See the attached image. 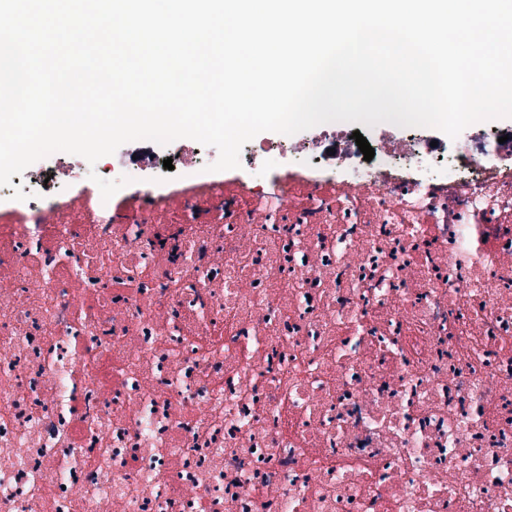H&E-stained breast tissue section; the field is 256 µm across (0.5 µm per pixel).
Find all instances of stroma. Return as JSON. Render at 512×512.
I'll return each instance as SVG.
<instances>
[{
	"mask_svg": "<svg viewBox=\"0 0 512 512\" xmlns=\"http://www.w3.org/2000/svg\"><path fill=\"white\" fill-rule=\"evenodd\" d=\"M330 133L342 138H349L353 132H361L375 152H382L384 146L399 145L405 142L409 133L417 136L444 141L448 151L447 160L435 167L423 169L424 178L449 177L455 169L457 153L459 150H480L487 159L493 160L500 156L512 155V117H505L493 121H482L466 127L456 139H445L443 133L434 128L419 127L409 130L406 127L392 125H375L366 129L359 128L358 124L342 123L329 125ZM317 132L307 129L290 136H282L275 132L260 133V140L275 143V150L263 162L252 166H240L238 173L253 182L260 183L266 180L270 170L278 166H288L293 169H304L312 164L311 148ZM195 140L182 138L166 145L152 141L137 140L123 144L111 155L110 160L118 165L126 164L129 159H138L136 168L137 182L121 185L114 188V200L127 201L136 197L144 190H152L157 194L167 193L168 182L173 173H184L191 183H219L225 178L224 172L209 171V164L218 158L216 148L204 147L201 156L192 157ZM172 160V168H164V160ZM38 168L54 173L67 167H81V177H65L68 194L73 198L72 221H80L82 216L81 204L87 194L86 187L91 184L99 170L90 166L86 159H63L54 155L47 156L37 163Z\"/></svg>",
	"mask_w": 512,
	"mask_h": 512,
	"instance_id": "stroma-1",
	"label": "stroma"
}]
</instances>
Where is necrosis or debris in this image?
<instances>
[{"instance_id": "necrosis-or-debris-1", "label": "necrosis or debris", "mask_w": 512, "mask_h": 512, "mask_svg": "<svg viewBox=\"0 0 512 512\" xmlns=\"http://www.w3.org/2000/svg\"><path fill=\"white\" fill-rule=\"evenodd\" d=\"M414 138L0 224V512H512V158Z\"/></svg>"}]
</instances>
